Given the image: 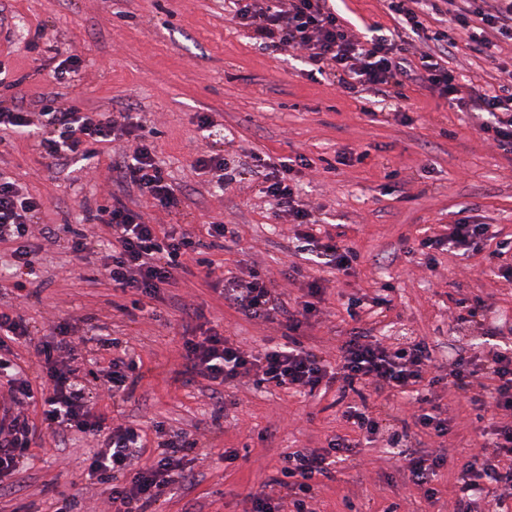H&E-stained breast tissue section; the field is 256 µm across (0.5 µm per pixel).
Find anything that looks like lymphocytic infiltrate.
<instances>
[{"mask_svg": "<svg viewBox=\"0 0 512 512\" xmlns=\"http://www.w3.org/2000/svg\"><path fill=\"white\" fill-rule=\"evenodd\" d=\"M387 2L389 12L398 17L397 27L377 32L364 41L351 33L327 0H230L229 16L232 21L252 28L257 39L269 42L273 48L305 50L316 72L332 68L377 93L393 85L411 83L437 91L459 109L471 107L487 113L490 120L482 124V131L491 134L499 148L512 153V70L499 87L478 93L459 83L452 71L441 65L437 51L421 53L416 67L407 57L408 47L421 28L420 5H427L436 13L452 8L457 25L468 28L469 18L465 10L457 8V0ZM475 13L482 27L472 38L485 52H492L499 43L512 42V0H492L487 8H476ZM49 118L70 133L65 142H42L45 154L62 163L82 153L86 145L111 142L116 131L126 129L128 115L123 112L108 116L71 107L51 112ZM115 169L122 182L136 186L153 202L168 209L179 208L180 201L149 146H137L132 155L116 163ZM264 192L287 204L315 263L348 273L353 258L351 248L335 236L319 235L312 211L299 199L286 177L267 178ZM42 207L40 199L21 195L13 182L0 179V244L13 246V264L6 272L7 277L17 279L32 274L26 217ZM96 218L112 233L105 270L112 282L125 291L154 295L158 288L171 283L183 256L197 246L191 233L183 231L180 225H171L168 232L158 233L155 225L143 223L136 212L119 202L98 208ZM221 283L225 301L236 311L250 318L284 323L292 331L300 328L311 311L312 297L321 293L317 282H309V301L291 310L257 275L228 273ZM69 332L68 325L59 326L55 349L43 350L45 380L40 386L15 377L11 361L0 357V373L13 377L7 388L0 389V478L19 468L24 452L37 438L39 426H46L61 438L74 430L99 440L89 464L90 475L119 474L125 479L123 485L111 489L113 512H146L147 506L156 502L170 483L190 480L192 474L186 470L172 440L166 441L164 450L151 465L136 467L147 443V431L142 427L113 426L109 416L94 411L83 386L73 381L70 369L61 366L56 358L60 352L73 353ZM435 366L436 357L424 341L410 338L386 345L371 340L360 327L354 329L333 361L298 342L263 351L247 349L215 330L200 340L187 342L183 354L185 375L202 377L218 387L251 376L259 383L312 391L329 378L339 389L360 383L373 387L376 395L388 398L416 396L431 387ZM479 368L486 370L494 382L485 397L470 391V379ZM449 377L455 389L467 394L468 404L481 406L488 402L497 410L512 412L511 351H496L486 359L458 354ZM37 397L43 402L42 420L38 423L27 413ZM359 447L358 439L339 435L330 440L327 448L294 452L288 469L294 489L308 492L314 476L331 474L337 464L350 460ZM457 482L456 512H471L472 502L489 483L495 486L492 506L495 512H501L505 502L512 500V422L495 423L491 441L473 455Z\"/></svg>", "mask_w": 512, "mask_h": 512, "instance_id": "f902f5d3", "label": "lymphocytic infiltrate"}]
</instances>
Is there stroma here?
<instances>
[{"label":"stroma","mask_w":512,"mask_h":512,"mask_svg":"<svg viewBox=\"0 0 512 512\" xmlns=\"http://www.w3.org/2000/svg\"><path fill=\"white\" fill-rule=\"evenodd\" d=\"M332 5L361 37L369 26L396 25L385 0ZM0 22L10 28L9 37H0V107L128 112L140 126L137 136L117 137L98 145L96 156L56 168L37 143L58 135L57 127L42 122L31 132H0V176L44 203L29 219L34 273L21 287L0 289V311L22 316L47 343L58 325H76L78 379L113 424L159 425L200 441L184 452L194 479L170 486L152 512H252L250 492L282 478L290 454L352 434L342 417L347 404L367 403L381 420L415 422L421 402L387 401L369 386L310 395L244 378L218 397L208 381L180 373L185 341L205 328L253 348L293 335L332 358L359 324L387 342L414 336L435 348L442 364L428 398L456 426L444 436H422L419 450L450 462L437 472L434 496L426 497L393 457L391 430H383L343 471L313 479L307 512H455L454 481L483 444L491 415L466 407L448 383L446 362L462 348H512V333L489 340L462 319L475 307L486 320L512 324V279L501 271L512 257L459 256L423 241L447 235L459 221L512 238V154L481 131V115L412 84L387 94L347 92L338 77L311 73L302 50L260 45L252 30L226 17L224 0H0ZM70 57L79 65L67 84H58L56 67ZM443 64L486 89L499 84L501 69L512 70V44H501L490 60L463 35ZM204 113L216 132L200 129ZM140 139L153 145L181 199L179 211L119 183L113 164ZM213 154L236 176L229 189H219L196 164ZM286 159L322 230L357 255L345 280L307 260L287 208L259 192L255 165ZM116 200L161 231L180 224L202 237L207 225H228L234 240L204 251L217 273L258 274L291 305L313 278L325 288L323 299L292 333L225 305L192 259L156 298L121 292L104 270L106 228L94 219ZM47 226L53 238H44ZM78 237L88 245L79 263L70 250ZM345 296L359 299L360 320L350 317ZM125 348L135 356L138 381L116 407L99 369ZM94 446L86 436L62 442L44 433L23 467L0 483V512H56L74 481L75 512H111L107 484L85 477ZM228 448L235 459H224Z\"/></svg>","instance_id":"1"}]
</instances>
